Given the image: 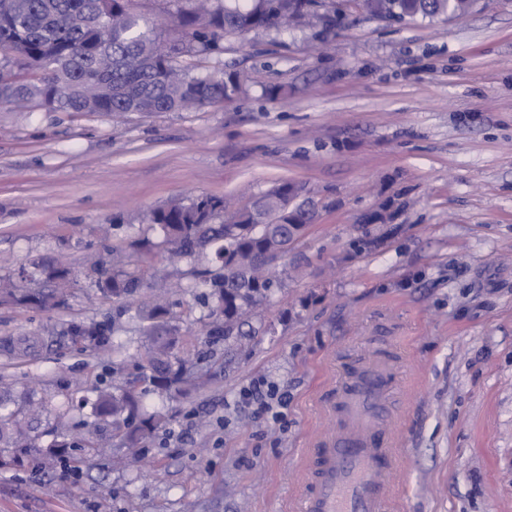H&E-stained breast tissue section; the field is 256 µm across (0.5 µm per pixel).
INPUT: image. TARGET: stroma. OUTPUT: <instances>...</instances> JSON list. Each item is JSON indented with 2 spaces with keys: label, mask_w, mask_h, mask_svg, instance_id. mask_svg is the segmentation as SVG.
Returning <instances> with one entry per match:
<instances>
[{
  "label": "stroma",
  "mask_w": 512,
  "mask_h": 512,
  "mask_svg": "<svg viewBox=\"0 0 512 512\" xmlns=\"http://www.w3.org/2000/svg\"><path fill=\"white\" fill-rule=\"evenodd\" d=\"M217 68L247 93L186 112H49L0 106V278L43 256L81 266L153 237L174 199L228 211L284 182L315 205L277 262L281 284L243 344L207 345L195 306L204 261L144 264L186 309L187 345L215 378L175 402L142 447L49 458L86 436L68 398L111 380V358L42 335L107 323L111 302L78 276L67 306H0V338L39 334L0 376L48 408L40 445L0 469V512H300L309 450L338 428L352 372L377 356L396 471L388 512H512V0L449 20L380 19L336 0L326 25L224 39ZM288 389L282 421L241 393ZM60 439H56L47 448V454L50 457L59 459L60 461H67L72 454L73 448H99V442L97 438L87 439L84 441L82 446H75L74 442H70L65 435L59 436Z\"/></svg>",
  "instance_id": "stroma-1"
}]
</instances>
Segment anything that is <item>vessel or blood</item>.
<instances>
[{
	"label": "vessel or blood",
	"instance_id": "1",
	"mask_svg": "<svg viewBox=\"0 0 512 512\" xmlns=\"http://www.w3.org/2000/svg\"><path fill=\"white\" fill-rule=\"evenodd\" d=\"M386 383L381 370L349 380L345 422L312 454L303 512H382L394 473L390 439L375 423Z\"/></svg>",
	"mask_w": 512,
	"mask_h": 512
}]
</instances>
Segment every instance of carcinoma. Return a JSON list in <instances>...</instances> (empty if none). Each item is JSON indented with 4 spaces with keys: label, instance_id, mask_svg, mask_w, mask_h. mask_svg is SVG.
<instances>
[{
    "label": "carcinoma",
    "instance_id": "carcinoma-1",
    "mask_svg": "<svg viewBox=\"0 0 512 512\" xmlns=\"http://www.w3.org/2000/svg\"><path fill=\"white\" fill-rule=\"evenodd\" d=\"M170 13L180 36L162 41L141 25L134 0H0V104L40 102L48 112H181L193 106L238 98L243 82L235 72L196 71L197 57L224 52V37L252 30H279L290 24L322 21L318 0H172ZM384 7L394 18L465 14L466 0H362L375 13ZM283 184L262 197L266 213L280 212ZM161 238L137 242L140 254L204 259L206 270L197 303L207 309L211 342L241 335V320L268 303L278 283L271 265L299 239L288 225L274 235L253 223L250 208L224 216V197L204 194L172 202L151 213ZM102 298L116 305L112 333L128 311L142 322L141 345L130 360H112V383L97 388L93 424L112 432L129 448H139L165 422L143 405L147 392L171 400L190 397L205 385L185 354L182 304L157 292L158 284L124 250L111 246L86 266ZM73 269L37 258L17 276L0 280V304L53 309L65 304L76 281ZM75 345L97 349L110 338L100 323H70L54 331ZM35 345L6 339L0 351L24 360ZM35 401L0 394V468L19 465L38 447ZM74 443L64 435L47 454L61 461Z\"/></svg>",
    "mask_w": 512,
    "mask_h": 512
}]
</instances>
